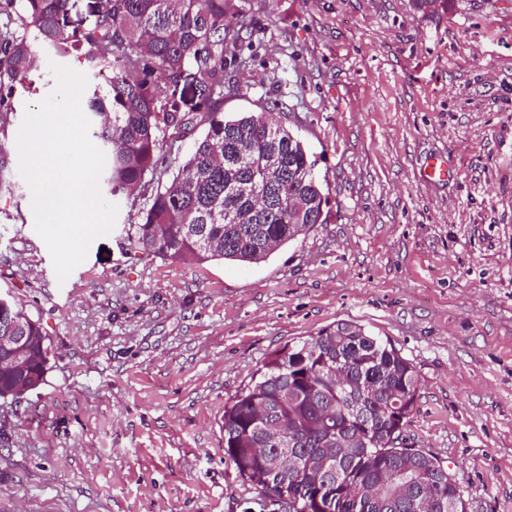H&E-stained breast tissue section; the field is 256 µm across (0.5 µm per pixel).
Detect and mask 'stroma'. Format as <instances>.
Instances as JSON below:
<instances>
[{"mask_svg":"<svg viewBox=\"0 0 512 512\" xmlns=\"http://www.w3.org/2000/svg\"><path fill=\"white\" fill-rule=\"evenodd\" d=\"M225 117L266 112L317 161L325 223L265 262H171L140 210L204 130L169 131L156 178L58 281L16 139L55 87L37 48L0 127V291L39 318L43 383L0 398V512H260L224 454V406L267 357L340 321L419 375L407 442L512 512V0H247ZM447 158V180L421 172Z\"/></svg>","mask_w":512,"mask_h":512,"instance_id":"obj_1","label":"stroma"}]
</instances>
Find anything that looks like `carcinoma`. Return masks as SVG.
I'll list each match as a JSON object with an SVG mask.
<instances>
[{
	"mask_svg": "<svg viewBox=\"0 0 512 512\" xmlns=\"http://www.w3.org/2000/svg\"><path fill=\"white\" fill-rule=\"evenodd\" d=\"M0 91L36 68L35 47L82 57L111 80L87 98L105 154L100 184L132 196L156 174L161 135L200 112L193 151L135 225L139 249L172 262L260 264L322 224V184L303 143L264 112L224 117V62L246 27L244 0H0ZM17 29L11 30V23ZM15 326L31 358L0 365V397L44 380L50 347L39 320L0 293V332ZM418 374L390 341L338 322L273 352L224 407V455L269 499L306 491L293 512H467L464 490L435 455L406 445ZM420 479L391 496L395 472ZM278 470L279 478L271 479Z\"/></svg>",
	"mask_w": 512,
	"mask_h": 512,
	"instance_id": "obj_1",
	"label": "carcinoma"
}]
</instances>
